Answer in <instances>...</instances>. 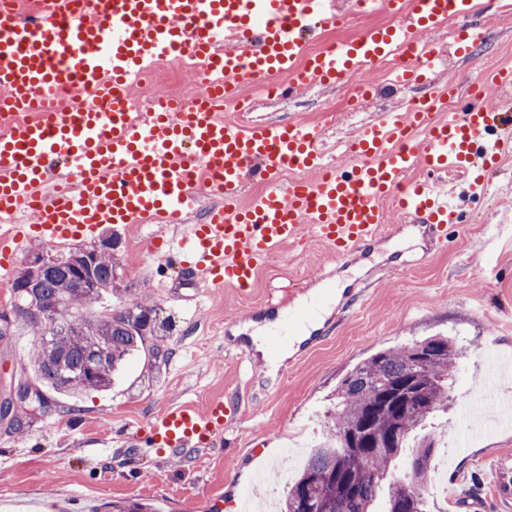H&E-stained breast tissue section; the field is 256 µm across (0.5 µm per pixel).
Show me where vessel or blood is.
<instances>
[{
	"mask_svg": "<svg viewBox=\"0 0 512 512\" xmlns=\"http://www.w3.org/2000/svg\"><path fill=\"white\" fill-rule=\"evenodd\" d=\"M360 13L388 17L346 42L308 56L316 30L336 24V0H48L35 20L0 9V219L10 266L29 241L58 247L103 224L184 225L185 275L213 287H250L261 263L288 244L315 237L340 258L389 233L388 215L438 233L459 214L442 180L448 170L486 165L512 139L497 129L491 94L512 87V67L482 70L461 114L442 116L441 95L425 94L411 112L388 113L344 145L359 164L324 161L318 126L296 119L225 118L246 83L272 80L271 95L291 98L317 84H341L377 72L394 51L462 20L453 48L469 55L480 28L466 25L472 0H352ZM191 55L206 90L191 110L160 100L129 106L154 63ZM440 56L427 43L398 79L431 74ZM33 113L16 123L8 110ZM300 177L281 181L283 168ZM422 178H414V171ZM263 182L248 197L246 184ZM220 197L205 221L189 216L203 198ZM30 215L31 223L14 218ZM235 403L172 406L152 423L155 445L177 453L212 446L234 419ZM491 498L512 503V454L492 463Z\"/></svg>",
	"mask_w": 512,
	"mask_h": 512,
	"instance_id": "vessel-or-blood-1",
	"label": "vessel or blood"
}]
</instances>
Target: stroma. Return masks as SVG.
Returning a JSON list of instances; mask_svg holds the SVG:
<instances>
[{
	"label": "stroma",
	"mask_w": 512,
	"mask_h": 512,
	"mask_svg": "<svg viewBox=\"0 0 512 512\" xmlns=\"http://www.w3.org/2000/svg\"><path fill=\"white\" fill-rule=\"evenodd\" d=\"M486 30L471 57H444L433 79L411 85L378 77L371 94L352 85L318 86L292 101H253L256 121L302 119L324 133L326 160L343 161L357 130L385 111L399 112L409 97L455 84L465 98L485 59L512 65V13L499 0H474ZM460 223L445 237L421 236L402 248L401 230L370 249L335 259L317 239L289 245L258 271L251 287L189 284L168 251L183 228L151 224L113 228L115 307L153 306L169 329L163 356L145 350L130 358L107 391L77 398L50 394L46 413L22 431L0 425V512H111L113 503L139 500L153 512H242L252 490L257 506L275 512L289 473L310 454L311 435L332 423L328 399L340 379L373 353L443 333L462 349L450 380L452 402L433 428L447 439L469 431L459 405L476 401L487 383V360L512 363V155L501 157L481 186L449 173ZM163 236L166 248L154 251ZM362 290L356 305L339 286ZM324 312L321 341H303L269 371L254 353L250 324L309 318ZM34 327L17 320L0 340V394L18 383L38 386L29 364ZM237 398L241 411L212 449L174 454L149 443L157 413L173 404L205 407ZM512 450V425L502 424L448 458V497L433 484L423 495L428 512H492L485 485L491 460Z\"/></svg>",
	"instance_id": "35a3bbf8"
}]
</instances>
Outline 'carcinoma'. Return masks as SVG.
<instances>
[{
  "mask_svg": "<svg viewBox=\"0 0 512 512\" xmlns=\"http://www.w3.org/2000/svg\"><path fill=\"white\" fill-rule=\"evenodd\" d=\"M55 258L56 267L43 272L34 282L25 266L12 279V309L16 317L32 323L38 335L30 360L32 369L58 393L78 395L89 389L106 390L127 358L146 346L147 337L159 336V325L148 306L114 309L107 303L117 280L112 256L102 254L88 263L78 248ZM86 266L98 285L92 297L84 293L74 277V270ZM57 329L67 331L63 341L50 344L41 339L46 332ZM91 336L103 340L106 359L98 373L89 378L81 373ZM418 344L431 350L423 365L414 363L411 345L406 344L379 351L344 375L336 388L332 427L288 487L282 512H297L299 501L336 500L340 501L342 512H377L380 505L383 512H425L413 495L421 494L428 466L419 472L410 471L407 482L390 481L384 497H379L381 482L407 447L410 434L425 426L451 400L448 374L458 348L445 336H430ZM412 377L421 379L418 399L400 411L394 400L384 398L383 389ZM362 425L372 439L398 432L399 446L372 454L367 448L336 454V433Z\"/></svg>",
  "mask_w": 512,
  "mask_h": 512,
  "instance_id": "obj_1",
  "label": "carcinoma"
}]
</instances>
